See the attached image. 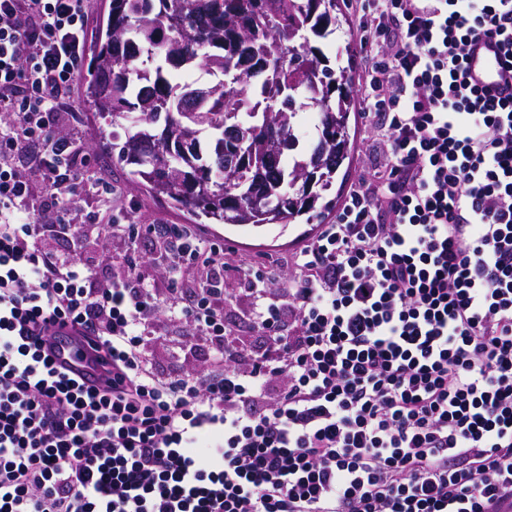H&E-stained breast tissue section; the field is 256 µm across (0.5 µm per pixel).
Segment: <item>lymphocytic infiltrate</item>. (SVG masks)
I'll return each instance as SVG.
<instances>
[{
    "mask_svg": "<svg viewBox=\"0 0 512 512\" xmlns=\"http://www.w3.org/2000/svg\"><path fill=\"white\" fill-rule=\"evenodd\" d=\"M89 0H0V512H512V90L470 80L474 41L512 64V0H357L373 164L295 261L254 272L185 224L174 277H94L56 239L95 217L77 72ZM260 350L233 341L220 278ZM173 309L216 369L159 378L141 342ZM74 328L109 377L45 352Z\"/></svg>",
    "mask_w": 512,
    "mask_h": 512,
    "instance_id": "f902f5d3",
    "label": "lymphocytic infiltrate"
}]
</instances>
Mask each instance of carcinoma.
Wrapping results in <instances>:
<instances>
[{
    "mask_svg": "<svg viewBox=\"0 0 512 512\" xmlns=\"http://www.w3.org/2000/svg\"><path fill=\"white\" fill-rule=\"evenodd\" d=\"M96 44L85 103L126 125L112 158L134 182L211 224L259 229L325 211L350 158L355 108L347 68H333L312 39L346 18L336 0H111ZM271 113L290 144L259 188L226 172L229 158L259 153ZM205 140L190 180L169 149L187 134ZM320 165L324 186L305 201L294 179Z\"/></svg>",
    "mask_w": 512,
    "mask_h": 512,
    "instance_id": "obj_1",
    "label": "carcinoma"
}]
</instances>
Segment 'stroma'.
Masks as SVG:
<instances>
[{
	"label": "stroma",
	"mask_w": 512,
	"mask_h": 512,
	"mask_svg": "<svg viewBox=\"0 0 512 512\" xmlns=\"http://www.w3.org/2000/svg\"><path fill=\"white\" fill-rule=\"evenodd\" d=\"M340 6L347 18L344 33L334 39L322 40L320 47L329 60L340 61L341 65L349 67L352 78L356 79L362 74L365 60L358 44L354 5L352 0H340ZM78 110L84 118L85 131L76 138L75 149L95 160L92 181L96 190L84 197L82 207L99 218L98 223L90 225L83 236L78 256L86 267L103 277L112 272L111 265L104 261L105 253L117 257L124 250L123 242L112 238L113 224H189L193 218L165 198L134 187L127 169L112 165L99 147L103 133L112 130L111 119L89 110L83 103L79 104ZM350 126L354 147L348 174L343 183L334 188L340 198L346 195L369 165L366 145L371 124L358 112L351 115ZM102 185L112 186V194L99 193L98 188ZM204 231L207 236L222 238L225 247L233 249L235 261L257 269L269 260L294 255L299 246L316 233L317 223L312 220L285 227L270 225L257 233L224 224H208ZM209 348L210 344L205 339L183 335L174 322L163 324L157 335L147 337L142 346L154 371L164 379L205 367Z\"/></svg>",
	"instance_id": "stroma-1"
}]
</instances>
